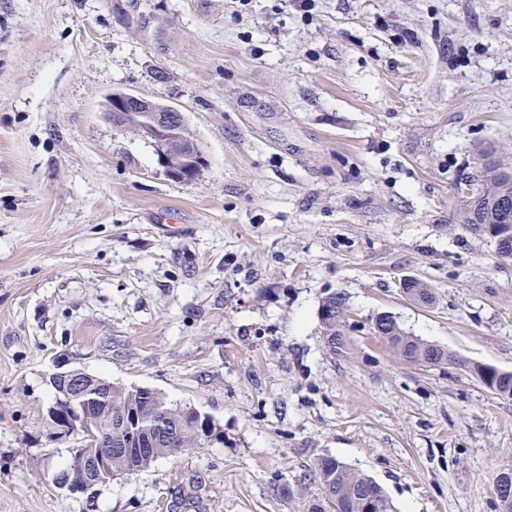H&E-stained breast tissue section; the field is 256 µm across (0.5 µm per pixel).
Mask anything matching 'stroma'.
Instances as JSON below:
<instances>
[{
    "label": "stroma",
    "mask_w": 512,
    "mask_h": 512,
    "mask_svg": "<svg viewBox=\"0 0 512 512\" xmlns=\"http://www.w3.org/2000/svg\"><path fill=\"white\" fill-rule=\"evenodd\" d=\"M119 89L183 113L195 178L112 124ZM489 147L512 0H0V512H303L323 456L397 512H501L512 399L473 368L512 371V259L452 216ZM383 313L455 362L399 358ZM60 362L218 436L69 493ZM344 306L345 299L340 295L333 294L324 300L321 308V320L325 326V336L330 350L333 351L336 350L337 345L342 344V336L336 331V322L344 310Z\"/></svg>",
    "instance_id": "obj_1"
}]
</instances>
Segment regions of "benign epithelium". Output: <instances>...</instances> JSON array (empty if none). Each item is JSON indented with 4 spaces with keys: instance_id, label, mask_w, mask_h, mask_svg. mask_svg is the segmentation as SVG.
I'll return each mask as SVG.
<instances>
[{
    "instance_id": "1",
    "label": "benign epithelium",
    "mask_w": 512,
    "mask_h": 512,
    "mask_svg": "<svg viewBox=\"0 0 512 512\" xmlns=\"http://www.w3.org/2000/svg\"><path fill=\"white\" fill-rule=\"evenodd\" d=\"M106 112L111 119L118 120L151 144L159 161L173 177L188 181L194 172L201 170L203 156L196 144H190L188 149L173 150L175 143L183 139L184 132L183 117L178 110L118 90L108 96ZM51 382L57 391L63 393L58 401L66 405L67 411L53 406L50 416L66 421L83 444L96 448L92 455L75 453L71 460L74 478L58 476L56 482L72 493H86L98 484L111 482L112 448L100 447L103 433L89 409V403L94 401L91 393L96 377L82 369L72 368L53 373Z\"/></svg>"
}]
</instances>
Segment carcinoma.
<instances>
[{
	"label": "carcinoma",
	"mask_w": 512,
	"mask_h": 512,
	"mask_svg": "<svg viewBox=\"0 0 512 512\" xmlns=\"http://www.w3.org/2000/svg\"><path fill=\"white\" fill-rule=\"evenodd\" d=\"M465 185L461 190L460 222L494 240L500 235L511 240L512 215L503 206L512 204V159L504 157L487 163ZM344 306L345 299L334 294L324 300L321 308L325 336L333 351L342 341L336 322ZM379 336L405 361L438 365L455 360L452 353L405 335L393 319ZM479 379L495 395L512 398V372L490 366L479 374ZM92 414L99 419L103 432L114 436L123 421L136 418L137 434L129 442V449L112 451V471L117 474L142 471L177 448L182 452L197 448L208 434L206 422L195 410L175 407L149 389H129L108 381L92 405ZM315 475L321 495L308 501L306 512H361V499L366 491L372 496L374 512H395L376 481L333 457L319 458Z\"/></svg>",
	"instance_id": "cac0c4a2"
}]
</instances>
